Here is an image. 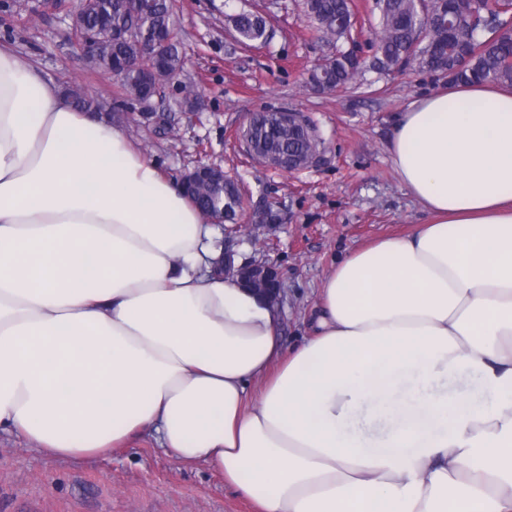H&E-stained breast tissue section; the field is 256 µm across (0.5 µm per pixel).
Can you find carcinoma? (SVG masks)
<instances>
[{
  "label": "carcinoma",
  "instance_id": "1",
  "mask_svg": "<svg viewBox=\"0 0 512 512\" xmlns=\"http://www.w3.org/2000/svg\"><path fill=\"white\" fill-rule=\"evenodd\" d=\"M144 9L136 11L126 0H96L94 7L82 12L87 27L99 31L101 52L94 66L124 73L121 84L133 97H150L166 81L183 70L184 56L177 37L174 0H144ZM452 0H378L380 31L375 37L374 65L381 71L396 70L418 60L419 65L448 75L453 82L494 81L512 86V37L499 34L503 0H480L478 18L469 19L470 4L459 3V20L453 33H446L443 22ZM307 15L324 37L336 41L352 32V8L349 0H305ZM238 41L244 46L266 42L263 17L251 11L230 16ZM162 38L167 45L159 55L141 51L146 39ZM361 63L340 52L325 66L309 76L330 89L351 83ZM154 72L155 79L145 81L143 71ZM264 138L283 153L305 157L311 143L284 127H264ZM245 198L235 182L224 180V206L231 213L244 209Z\"/></svg>",
  "mask_w": 512,
  "mask_h": 512
}]
</instances>
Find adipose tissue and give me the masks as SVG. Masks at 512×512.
<instances>
[{"mask_svg":"<svg viewBox=\"0 0 512 512\" xmlns=\"http://www.w3.org/2000/svg\"><path fill=\"white\" fill-rule=\"evenodd\" d=\"M428 216L327 274L310 333L212 276L222 230L0 45V431L56 460L154 428L257 512H512V90L396 116Z\"/></svg>","mask_w":512,"mask_h":512,"instance_id":"ef3b65f1","label":"adipose tissue"}]
</instances>
